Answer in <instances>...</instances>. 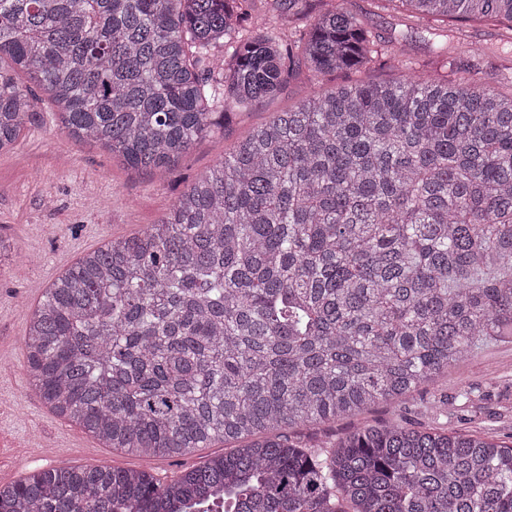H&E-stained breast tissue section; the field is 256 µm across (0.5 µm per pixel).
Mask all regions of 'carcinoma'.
<instances>
[{
  "label": "carcinoma",
  "instance_id": "obj_1",
  "mask_svg": "<svg viewBox=\"0 0 512 512\" xmlns=\"http://www.w3.org/2000/svg\"><path fill=\"white\" fill-rule=\"evenodd\" d=\"M0 0V154L45 95L68 136L164 173L228 113L304 71L398 59L349 0ZM432 38L512 0H401ZM512 340V92L410 71L312 96L254 127L156 224L84 254L28 313L46 407L112 448L225 451L171 480L54 466L0 485V512H512V446L362 426Z\"/></svg>",
  "mask_w": 512,
  "mask_h": 512
}]
</instances>
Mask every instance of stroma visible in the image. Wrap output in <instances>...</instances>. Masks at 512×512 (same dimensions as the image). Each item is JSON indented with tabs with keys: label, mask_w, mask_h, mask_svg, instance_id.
<instances>
[{
	"label": "stroma",
	"mask_w": 512,
	"mask_h": 512,
	"mask_svg": "<svg viewBox=\"0 0 512 512\" xmlns=\"http://www.w3.org/2000/svg\"><path fill=\"white\" fill-rule=\"evenodd\" d=\"M352 7L369 12L377 34L402 41L412 68L437 78L449 75L428 42L413 36L414 23L396 0L377 7L370 0H352ZM471 33L489 53L475 59L456 53L458 66L498 74L500 90L512 89L511 63L495 30L477 25ZM314 90L304 77H290L274 97L231 114L223 128L197 141L166 173L128 169L98 145L70 139L49 111L27 125L14 150L0 155V239L7 245L0 257V440L17 452L15 459L0 463L8 478L20 479L64 459L75 466L146 470L162 479L223 453L218 443L179 458L138 457L101 446L58 418L25 372L27 312L86 252L159 222L177 197L252 127ZM395 419L415 428L512 444V342L487 343L401 406L380 404L354 418L298 429L291 438L305 445L337 442L359 424Z\"/></svg>",
	"instance_id": "obj_1"
}]
</instances>
